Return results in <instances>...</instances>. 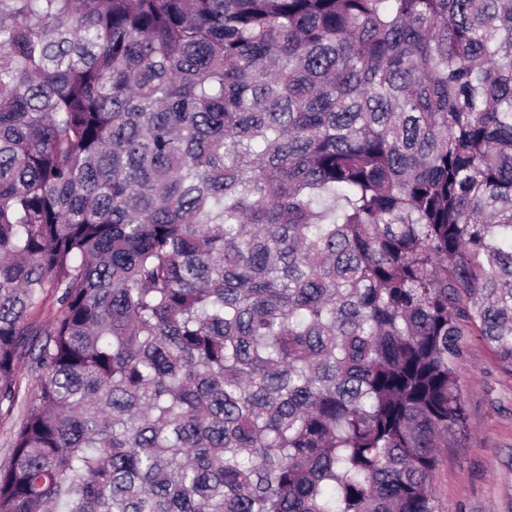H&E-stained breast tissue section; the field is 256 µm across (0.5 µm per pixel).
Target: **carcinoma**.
<instances>
[{
    "mask_svg": "<svg viewBox=\"0 0 512 512\" xmlns=\"http://www.w3.org/2000/svg\"><path fill=\"white\" fill-rule=\"evenodd\" d=\"M467 327L512 0H0V512H435ZM18 400L12 413L5 412V407L0 411V465L4 464L9 456V441L19 422L20 408L29 398L34 387L36 373L27 362L18 366Z\"/></svg>",
    "mask_w": 512,
    "mask_h": 512,
    "instance_id": "carcinoma-1",
    "label": "carcinoma"
}]
</instances>
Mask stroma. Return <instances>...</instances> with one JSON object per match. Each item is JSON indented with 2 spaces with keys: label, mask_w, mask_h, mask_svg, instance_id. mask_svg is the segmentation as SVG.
<instances>
[{
  "label": "stroma",
  "mask_w": 512,
  "mask_h": 512,
  "mask_svg": "<svg viewBox=\"0 0 512 512\" xmlns=\"http://www.w3.org/2000/svg\"><path fill=\"white\" fill-rule=\"evenodd\" d=\"M469 433L435 473L436 512H512V375L482 336L469 332L457 363Z\"/></svg>",
  "instance_id": "stroma-1"
}]
</instances>
